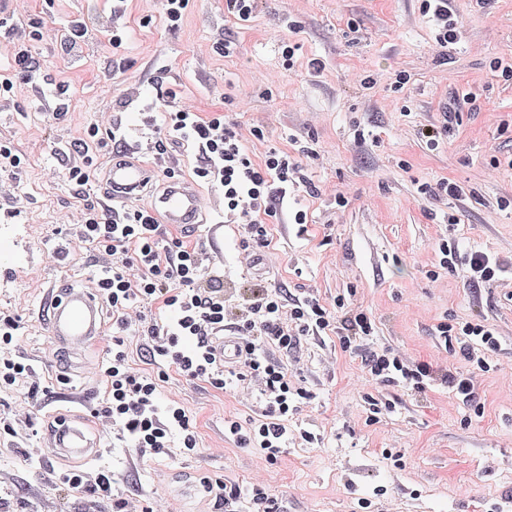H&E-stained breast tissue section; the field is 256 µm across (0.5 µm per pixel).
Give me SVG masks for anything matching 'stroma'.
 <instances>
[{
	"label": "stroma",
	"mask_w": 512,
	"mask_h": 512,
	"mask_svg": "<svg viewBox=\"0 0 512 512\" xmlns=\"http://www.w3.org/2000/svg\"><path fill=\"white\" fill-rule=\"evenodd\" d=\"M462 25L457 44L436 43L421 0H260L250 21L235 22L224 0H190L178 29H169L160 0H9L8 20L30 42L45 81L64 85L70 106L55 118L32 83L16 79L0 97V138L27 156L15 175L0 176V317L19 318L20 355L35 368L30 381L52 385L45 402L30 405L16 387L0 390V512H112V502L71 495L55 483L63 470L94 475L114 470L118 494L131 512H220L215 482L261 486L279 512H512V289L473 291L462 273L437 270L438 243L460 252L482 249L512 259V79L495 70L512 63V0H455ZM116 18L127 42L113 48L104 21ZM44 20L37 40L30 24ZM87 33L80 62L65 52L72 20ZM296 45L284 60L283 43ZM127 60L112 69L114 56ZM167 58L157 78L151 63ZM323 63L320 71L310 59ZM145 94L163 111L190 107L224 113L254 160L272 148L299 162L315 193L288 191L290 211L306 212L305 234L288 214L266 223L269 267L265 285L288 294L315 293L325 304L354 289L353 301L376 319V348H387L440 369L469 366L457 346L434 334L446 319H487L502 336L496 371L477 375L484 406L463 424L466 410L445 389L419 396L368 380L361 355L345 352L332 335L302 338L283 364L295 386L313 393L288 421V447L276 464L225 439L224 419L253 417L257 386L230 391L189 381L168 369L161 390L190 414L198 449L166 459H143L112 437V425L94 418L104 396L99 370L112 344V310L102 309L101 334L80 356L57 349L42 311L55 282L92 275L108 257L80 238L79 201L68 167L83 162L73 151L89 145L97 168L86 192L103 196L112 159L110 126L143 128L135 100ZM455 115L438 149L423 130ZM98 127L89 137L88 127ZM264 139H255L253 127ZM144 161L159 174L194 180L198 161L180 145L158 154L140 142ZM451 180L464 193L437 192ZM429 194H422V187ZM345 206H338L337 196ZM205 265L251 278L240 228L216 227L198 237ZM395 401L394 413L368 424L366 395ZM65 414L97 435L104 451L56 458L47 446V423ZM319 434L303 440L302 431ZM402 456L401 466L385 451ZM372 504L363 509L361 498Z\"/></svg>",
	"instance_id": "1"
}]
</instances>
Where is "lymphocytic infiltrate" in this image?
Masks as SVG:
<instances>
[{
	"mask_svg": "<svg viewBox=\"0 0 512 512\" xmlns=\"http://www.w3.org/2000/svg\"><path fill=\"white\" fill-rule=\"evenodd\" d=\"M0 45L12 55L9 74L0 75V94L9 95L15 78L34 83L40 65L30 49L20 44L14 26L0 24ZM147 129L158 154L176 143L198 155L196 174L224 202V220L241 225L244 248L267 245L266 218L281 213L285 194L274 193L273 183L306 184L299 165L287 152H266L263 161L252 159L236 131L226 124L223 113L203 116L183 108L149 117ZM82 236L86 243L109 257L94 276L102 300L112 310V348L101 364L104 398L99 417L112 423L117 440L134 448L141 457L171 455L173 449L194 453L197 434L184 407L161 397L160 385L149 374L135 373L129 364L124 337L135 334L145 341L144 357L152 365H170L184 377L207 382L218 390L241 382L259 383L256 416L249 423L238 418L224 422V435L241 448H252L276 463L288 445V418L296 414L311 394L293 386L284 366L272 351L287 354L302 338L331 333L342 350L359 348L376 331L374 316L362 307L337 296L334 307H326L310 292L285 298L280 289L253 281L246 294L225 288L223 274L203 263V250L174 239L160 244L159 224L148 206L112 210L110 206L83 204ZM439 269L456 272L464 268L467 283L474 288L512 279V268L495 255L473 250L461 255L457 244H439ZM158 302L171 312L157 320L129 321L128 312ZM241 340L244 354L227 367L215 354V343L224 333ZM435 333L445 342H456L470 372L440 370L423 360H408L388 350H371L362 358L368 375L385 386L411 393L443 386L460 398L474 414L483 407L475 389L472 371L489 372L497 365L492 355L501 346L493 324L484 319L438 323ZM73 492H88L112 500V512H127L125 499L115 497L116 478L102 469L94 478L71 469L59 477Z\"/></svg>",
	"mask_w": 512,
	"mask_h": 512,
	"instance_id": "lymphocytic-infiltrate-1",
	"label": "lymphocytic infiltrate"
}]
</instances>
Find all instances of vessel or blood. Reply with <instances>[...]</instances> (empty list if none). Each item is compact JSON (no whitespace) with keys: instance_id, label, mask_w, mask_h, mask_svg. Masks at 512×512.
Returning <instances> with one entry per match:
<instances>
[{"instance_id":"1","label":"vessel or blood","mask_w":512,"mask_h":512,"mask_svg":"<svg viewBox=\"0 0 512 512\" xmlns=\"http://www.w3.org/2000/svg\"><path fill=\"white\" fill-rule=\"evenodd\" d=\"M106 183L105 198L112 207L147 199L157 220L190 237L198 232L209 210L206 197L194 185L173 177L159 180L157 172L136 151L112 160ZM46 303L49 333L71 353H79L98 335L101 312L97 291L67 282L52 289ZM50 445L80 455L89 441L80 428L68 424L51 437Z\"/></svg>"}]
</instances>
